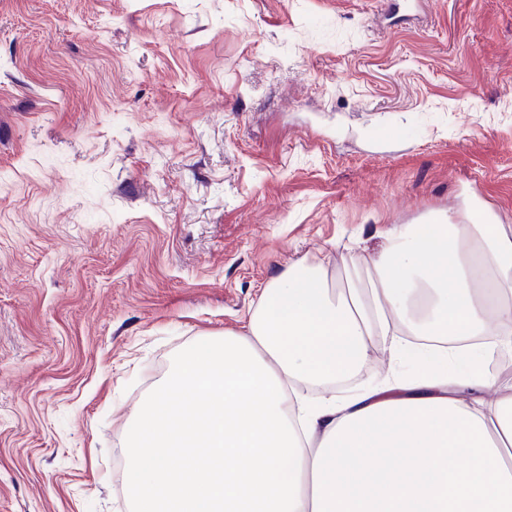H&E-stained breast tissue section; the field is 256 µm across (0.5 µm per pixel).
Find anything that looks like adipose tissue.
<instances>
[{"label":"adipose tissue","instance_id":"1","mask_svg":"<svg viewBox=\"0 0 512 512\" xmlns=\"http://www.w3.org/2000/svg\"><path fill=\"white\" fill-rule=\"evenodd\" d=\"M368 287L323 264L264 288L245 331L200 336L133 416L122 491L134 512H512V390L470 339L512 336V235L471 214L394 228ZM414 336L345 401L370 347ZM492 388L486 399L462 391Z\"/></svg>","mask_w":512,"mask_h":512}]
</instances>
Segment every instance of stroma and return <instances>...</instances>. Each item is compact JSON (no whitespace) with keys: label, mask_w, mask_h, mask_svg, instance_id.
Returning <instances> with one entry per match:
<instances>
[{"label":"stroma","mask_w":512,"mask_h":512,"mask_svg":"<svg viewBox=\"0 0 512 512\" xmlns=\"http://www.w3.org/2000/svg\"><path fill=\"white\" fill-rule=\"evenodd\" d=\"M436 210L512 225V0H0V512H128L183 347Z\"/></svg>","instance_id":"obj_1"}]
</instances>
